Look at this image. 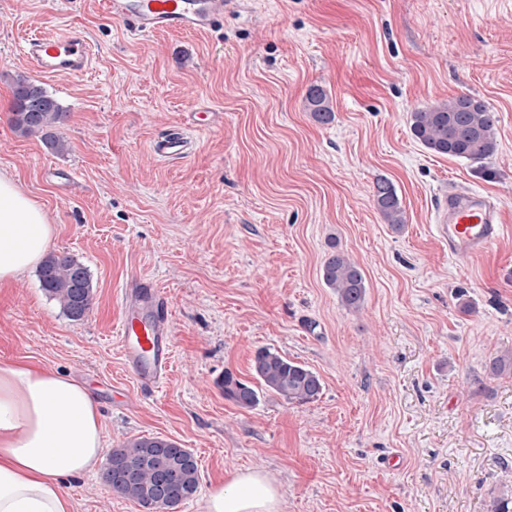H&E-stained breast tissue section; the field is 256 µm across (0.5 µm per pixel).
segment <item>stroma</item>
I'll return each mask as SVG.
<instances>
[{
	"mask_svg": "<svg viewBox=\"0 0 512 512\" xmlns=\"http://www.w3.org/2000/svg\"><path fill=\"white\" fill-rule=\"evenodd\" d=\"M74 29L93 49L80 79L35 74L30 25ZM67 113L51 148L11 122L16 76ZM335 119L317 123L310 86ZM496 114L483 163L437 155L409 115L459 94ZM182 130L169 162L152 144ZM0 175L43 208L54 252L88 270V314L71 320L37 270L0 284V362L84 383L105 446L162 436L190 449L199 489L238 471L281 487V512H493L512 500V0H235L201 33L131 35L105 0H0ZM402 230L384 224L378 177ZM501 214L497 241L452 254L435 218L449 190ZM365 274L357 311L321 277L332 250ZM133 277L170 304L168 379L141 392L119 344L117 295ZM268 347L314 370L323 392L293 405L225 399ZM76 512H144L100 473L66 481ZM374 202L386 224L400 230L405 224L404 212L393 184L385 177L378 178L374 187Z\"/></svg>",
	"mask_w": 512,
	"mask_h": 512,
	"instance_id": "stroma-1",
	"label": "stroma"
}]
</instances>
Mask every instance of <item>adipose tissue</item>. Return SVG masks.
I'll return each mask as SVG.
<instances>
[{
	"label": "adipose tissue",
	"instance_id": "adipose-tissue-1",
	"mask_svg": "<svg viewBox=\"0 0 512 512\" xmlns=\"http://www.w3.org/2000/svg\"><path fill=\"white\" fill-rule=\"evenodd\" d=\"M54 237L43 208L0 176V282L39 265ZM100 411L88 388L44 366L0 363V512H74L63 482L97 470ZM268 473L240 471L215 487L202 512H280Z\"/></svg>",
	"mask_w": 512,
	"mask_h": 512
}]
</instances>
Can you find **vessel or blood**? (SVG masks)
Instances as JSON below:
<instances>
[{"mask_svg": "<svg viewBox=\"0 0 512 512\" xmlns=\"http://www.w3.org/2000/svg\"><path fill=\"white\" fill-rule=\"evenodd\" d=\"M231 0H107V12L127 24L136 35L160 30L198 32L210 29L224 17ZM22 50L42 74L64 72L81 78L92 56V47L78 31L55 35L35 31L23 38ZM189 138L170 133L154 143L165 160L183 159ZM439 235L450 253H477L497 239L500 219L489 199L479 193L449 192L448 203L437 221ZM123 315L118 335L127 366L141 390L152 392L164 384L171 364L170 306L154 285L135 279L122 291Z\"/></svg>", "mask_w": 512, "mask_h": 512, "instance_id": "1", "label": "vessel or blood"}]
</instances>
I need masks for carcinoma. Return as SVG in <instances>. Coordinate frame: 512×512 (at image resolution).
<instances>
[{"instance_id":"obj_1","label":"carcinoma","mask_w":512,"mask_h":512,"mask_svg":"<svg viewBox=\"0 0 512 512\" xmlns=\"http://www.w3.org/2000/svg\"><path fill=\"white\" fill-rule=\"evenodd\" d=\"M306 100L315 121L329 124L335 114L320 86L307 91ZM67 113L36 81L20 77L15 82L11 121L25 134L40 133L52 148L65 143L50 132L61 125ZM497 117L487 104L471 94H460L446 102L410 114L412 135L435 154L465 158L480 163L497 149ZM374 202L385 223L399 230L404 212L393 184L377 179ZM325 284L336 289L342 305L353 311L365 300V279L361 268L341 251L332 252L322 267ZM41 287L58 301L72 320L88 313L93 288L87 268L67 253L47 255L39 268ZM252 372L257 384L224 372L217 385L224 398L245 408L253 407L263 391L275 393L290 404L303 405L318 399L320 378L307 366L279 352L262 347L255 352ZM103 483L113 492L137 501L146 512H173L195 495L199 488V466L194 454L175 441L162 437H140L112 449L102 471Z\"/></svg>"}]
</instances>
